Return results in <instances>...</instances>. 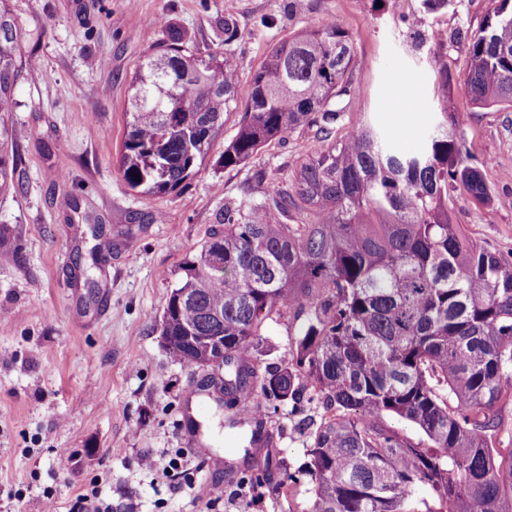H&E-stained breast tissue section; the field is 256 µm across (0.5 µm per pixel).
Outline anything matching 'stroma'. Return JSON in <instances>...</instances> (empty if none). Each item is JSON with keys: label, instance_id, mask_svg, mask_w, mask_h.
I'll return each instance as SVG.
<instances>
[{"label": "stroma", "instance_id": "stroma-1", "mask_svg": "<svg viewBox=\"0 0 512 512\" xmlns=\"http://www.w3.org/2000/svg\"><path fill=\"white\" fill-rule=\"evenodd\" d=\"M492 7L491 0H451L429 13L422 0H401L396 9L376 0H11L24 33L21 54L35 67L13 88L18 165L14 190L0 194V237L13 249L0 265V512H72L97 475L112 512H306V479L288 497L278 486L306 460L303 422L319 419L318 404L301 412L279 406L267 424L271 476L258 487L245 484L246 429L230 426L225 407L207 402L215 434L205 447H186L185 396L206 372L168 350L160 315L216 211L263 200L269 180L289 182L322 148V136L314 126L296 128L227 169L224 146L241 118L228 112L191 178L144 194L119 170L131 78L176 32L190 54L222 52L229 22L239 32L232 48L243 103L275 44L336 20L356 45L354 90L335 103L337 132L365 119L410 149L443 107L465 113L459 134L492 196L482 203L458 189L448 205L471 237L508 255L512 109L475 108L463 85L466 37ZM432 51L447 61V80L429 68ZM259 170L267 182L254 181ZM89 217L118 243L133 232V246L119 244L109 262L92 266ZM299 329L289 317L267 324L263 361L287 364ZM143 453L184 454L190 482L139 469Z\"/></svg>", "mask_w": 512, "mask_h": 512}]
</instances>
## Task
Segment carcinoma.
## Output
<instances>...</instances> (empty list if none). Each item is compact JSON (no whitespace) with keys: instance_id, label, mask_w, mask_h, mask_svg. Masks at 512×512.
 <instances>
[{"instance_id":"1","label":"carcinoma","mask_w":512,"mask_h":512,"mask_svg":"<svg viewBox=\"0 0 512 512\" xmlns=\"http://www.w3.org/2000/svg\"><path fill=\"white\" fill-rule=\"evenodd\" d=\"M468 36L465 92L480 108H512V0H493ZM23 32L0 0V193L14 187L11 90L29 68ZM355 41L337 22L275 45L254 73L224 167L247 163L291 129L318 127L325 145L263 201L226 206L185 279L172 289L162 336L183 363L228 367L224 401L324 414L307 448L308 512H512V257L454 223L448 192L490 193L442 112L411 153L363 120L340 137L334 100L352 91ZM226 52L196 57L180 36L149 53L131 82L120 172L131 189L183 184L237 105ZM140 181H135V178ZM303 319L288 364L261 366L262 331ZM397 417L414 440L389 426Z\"/></svg>"}]
</instances>
